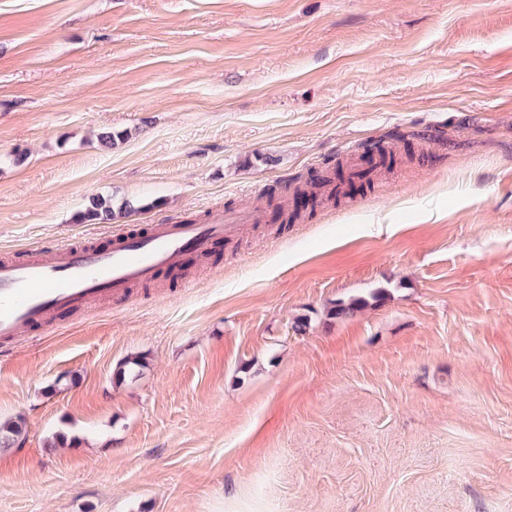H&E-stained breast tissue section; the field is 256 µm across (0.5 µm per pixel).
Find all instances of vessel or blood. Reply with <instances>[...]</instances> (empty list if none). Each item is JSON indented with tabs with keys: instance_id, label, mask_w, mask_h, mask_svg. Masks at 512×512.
<instances>
[{
	"instance_id": "b4317fda",
	"label": "vessel or blood",
	"mask_w": 512,
	"mask_h": 512,
	"mask_svg": "<svg viewBox=\"0 0 512 512\" xmlns=\"http://www.w3.org/2000/svg\"><path fill=\"white\" fill-rule=\"evenodd\" d=\"M238 218L227 209L204 224L167 219L142 235L113 233L105 251L72 243L1 259L0 342L48 325L58 311L81 309L106 295L122 298L131 285L151 280L159 269L179 266L187 253L202 255L212 241L236 237Z\"/></svg>"
}]
</instances>
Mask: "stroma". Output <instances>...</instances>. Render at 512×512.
I'll list each match as a JSON object with an SVG mask.
<instances>
[{
	"mask_svg": "<svg viewBox=\"0 0 512 512\" xmlns=\"http://www.w3.org/2000/svg\"><path fill=\"white\" fill-rule=\"evenodd\" d=\"M229 208L0 356V512H512V0H0V258Z\"/></svg>",
	"mask_w": 512,
	"mask_h": 512,
	"instance_id": "35a3bbf8",
	"label": "stroma"
}]
</instances>
